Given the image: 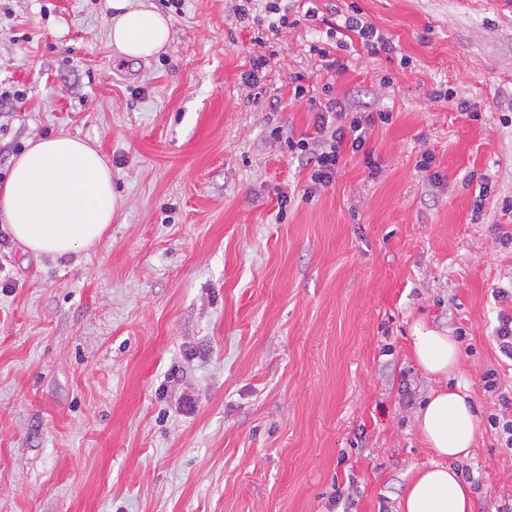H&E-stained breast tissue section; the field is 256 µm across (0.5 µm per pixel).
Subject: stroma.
I'll list each match as a JSON object with an SVG mask.
<instances>
[{
    "label": "stroma",
    "mask_w": 512,
    "mask_h": 512,
    "mask_svg": "<svg viewBox=\"0 0 512 512\" xmlns=\"http://www.w3.org/2000/svg\"><path fill=\"white\" fill-rule=\"evenodd\" d=\"M149 2L171 40L131 59L107 0H0V88L22 93L0 104V181L63 132L98 145L123 201L95 247L57 259L0 216V512H400L433 461L420 320L461 342L479 432L455 468L475 512H512V360L494 340L512 310L495 296L512 284V10L326 0L301 20L282 0L294 24L272 30L237 22V0ZM352 5L395 51L329 28ZM299 74L311 100L291 99ZM327 83L391 119L307 197L288 141L314 137Z\"/></svg>",
    "instance_id": "35a3bbf8"
}]
</instances>
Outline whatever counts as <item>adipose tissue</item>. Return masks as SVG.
Here are the masks:
<instances>
[{
  "mask_svg": "<svg viewBox=\"0 0 512 512\" xmlns=\"http://www.w3.org/2000/svg\"><path fill=\"white\" fill-rule=\"evenodd\" d=\"M108 37L118 53L146 59L168 44L170 21L142 0H108ZM122 205L112 169L81 138L58 134L29 140L0 185V214L14 241L38 256L61 258L93 248ZM413 357L438 387L417 413L418 431L436 458L407 485L401 512H474L469 484L453 461L472 455L479 416L467 388L456 385L461 347L456 337L416 325Z\"/></svg>",
  "mask_w": 512,
  "mask_h": 512,
  "instance_id": "adipose-tissue-1",
  "label": "adipose tissue"
}]
</instances>
